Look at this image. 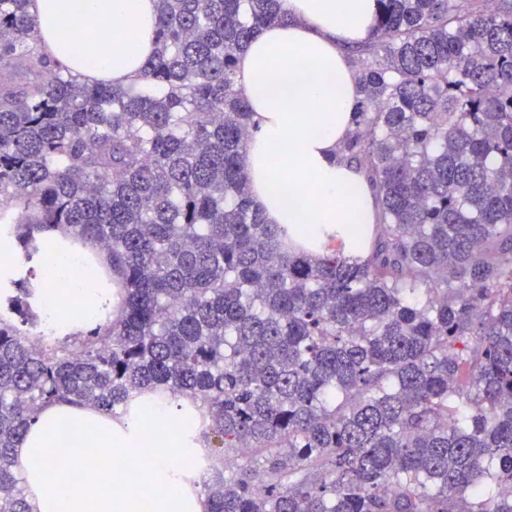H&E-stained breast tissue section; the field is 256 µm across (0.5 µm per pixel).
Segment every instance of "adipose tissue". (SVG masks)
<instances>
[{"instance_id":"obj_1","label":"adipose tissue","mask_w":512,"mask_h":512,"mask_svg":"<svg viewBox=\"0 0 512 512\" xmlns=\"http://www.w3.org/2000/svg\"><path fill=\"white\" fill-rule=\"evenodd\" d=\"M286 21L265 28L240 53L238 84L254 111L245 168L254 207L300 240L325 224H372L375 194L341 155L358 105L352 50L373 22L376 0H284ZM56 60L91 79L135 84L153 49L156 0H31ZM87 39L76 56L70 32ZM68 250L42 252L35 297L43 316L67 330L97 318L94 278L77 272ZM137 418L87 406L42 409L15 453L30 512H203L185 482L207 455L193 441L186 400L144 392ZM67 449L72 489L59 495L57 457ZM117 464L104 471L99 450Z\"/></svg>"}]
</instances>
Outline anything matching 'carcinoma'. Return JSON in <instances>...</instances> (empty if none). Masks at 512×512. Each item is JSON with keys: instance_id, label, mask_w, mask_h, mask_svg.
I'll return each mask as SVG.
<instances>
[{"instance_id": "obj_1", "label": "carcinoma", "mask_w": 512, "mask_h": 512, "mask_svg": "<svg viewBox=\"0 0 512 512\" xmlns=\"http://www.w3.org/2000/svg\"><path fill=\"white\" fill-rule=\"evenodd\" d=\"M377 5L343 155L378 223L315 253L244 164L237 55L283 0H157L127 89L52 66L29 0H0V233L98 247L121 289L61 339L12 282L0 512H30L15 448L39 409L120 418L144 390L194 404L204 512H512V0Z\"/></svg>"}]
</instances>
